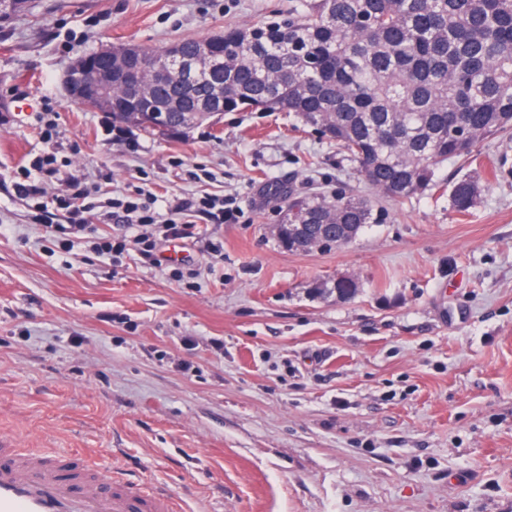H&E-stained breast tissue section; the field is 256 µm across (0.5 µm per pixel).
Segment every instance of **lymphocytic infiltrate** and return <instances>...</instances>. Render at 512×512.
I'll return each mask as SVG.
<instances>
[{"instance_id":"f902f5d3","label":"lymphocytic infiltrate","mask_w":512,"mask_h":512,"mask_svg":"<svg viewBox=\"0 0 512 512\" xmlns=\"http://www.w3.org/2000/svg\"><path fill=\"white\" fill-rule=\"evenodd\" d=\"M56 161L57 157L52 152L36 157L29 166L23 167L13 183L16 197L31 202L33 222L42 225L50 236L71 242L92 234L91 217L95 210L103 207L110 215L122 219L130 234L118 242L105 237L97 238L95 250L103 256L134 250L146 259H153L158 242L143 232L144 226L157 221L151 205L127 197L99 198L85 176L73 173L65 178L67 195L48 196L45 182L58 175ZM167 210L173 219L166 225L165 237L183 239L190 237V226L178 223V216L202 212L220 219L224 216L225 203L223 197L216 195L184 197L168 203Z\"/></svg>"}]
</instances>
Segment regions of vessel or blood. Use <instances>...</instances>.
Instances as JSON below:
<instances>
[{
  "instance_id": "obj_1",
  "label": "vessel or blood",
  "mask_w": 512,
  "mask_h": 512,
  "mask_svg": "<svg viewBox=\"0 0 512 512\" xmlns=\"http://www.w3.org/2000/svg\"><path fill=\"white\" fill-rule=\"evenodd\" d=\"M169 495L135 488L79 455L24 453L0 442V512H175Z\"/></svg>"
}]
</instances>
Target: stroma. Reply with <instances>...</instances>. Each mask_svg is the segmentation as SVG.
<instances>
[{
	"mask_svg": "<svg viewBox=\"0 0 512 512\" xmlns=\"http://www.w3.org/2000/svg\"><path fill=\"white\" fill-rule=\"evenodd\" d=\"M297 3L29 0L0 21V439L84 454L179 512H512V132L392 200L285 112L140 130L132 151L65 96V67L101 47L206 39ZM52 150L106 196L143 189L162 212L220 194L236 214L191 215L195 237L153 265L66 250L12 187ZM465 175L482 192L462 216L448 194ZM339 189L383 222L343 247L283 248L289 194ZM342 277L347 300L321 287Z\"/></svg>",
	"mask_w": 512,
	"mask_h": 512,
	"instance_id": "stroma-1",
	"label": "stroma"
}]
</instances>
